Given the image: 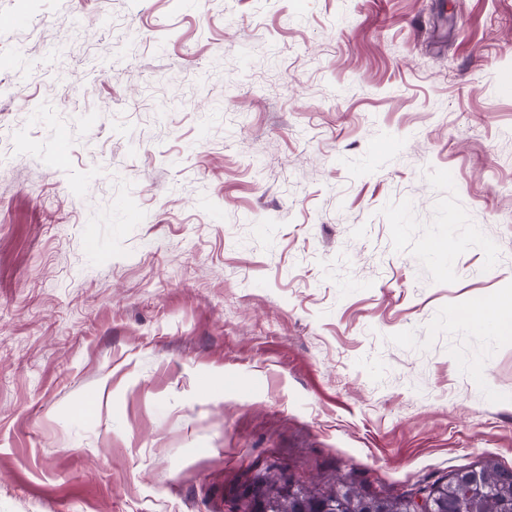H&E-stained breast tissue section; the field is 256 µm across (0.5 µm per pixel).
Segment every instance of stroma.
Instances as JSON below:
<instances>
[{"instance_id": "35a3bbf8", "label": "stroma", "mask_w": 512, "mask_h": 512, "mask_svg": "<svg viewBox=\"0 0 512 512\" xmlns=\"http://www.w3.org/2000/svg\"><path fill=\"white\" fill-rule=\"evenodd\" d=\"M0 512L256 470L512 469V0H0ZM451 252L428 254L435 241ZM486 314L495 329L502 333L512 331V303L499 299L495 302L484 301Z\"/></svg>"}]
</instances>
